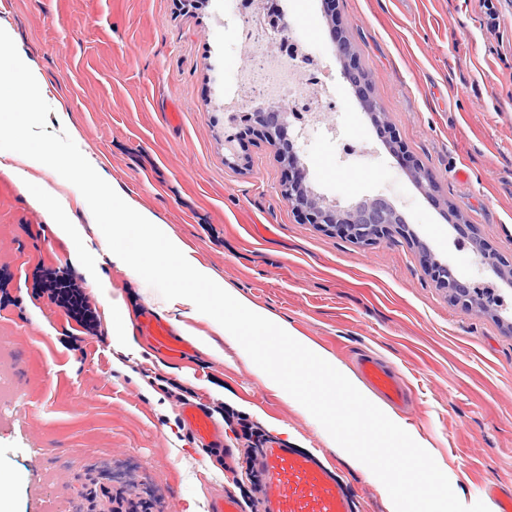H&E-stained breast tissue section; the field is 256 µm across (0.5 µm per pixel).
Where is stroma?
<instances>
[{"mask_svg":"<svg viewBox=\"0 0 512 512\" xmlns=\"http://www.w3.org/2000/svg\"><path fill=\"white\" fill-rule=\"evenodd\" d=\"M264 0H0L26 59L61 101L78 139L128 196L154 213L225 286L318 345L347 370L361 353L395 368L409 405L396 414L428 446L462 503L497 512L512 497V288L507 307L466 313L427 261L458 280L492 279L475 247L512 263V0L500 29L482 0H279L303 58L302 93L282 99L308 133L306 180L343 206L386 198L418 244L360 246L304 223L281 193L276 146L252 132L242 82L280 40L240 41ZM365 73L342 75L340 47ZM242 96L225 109V95ZM385 112L388 140L369 117ZM177 107L179 118L165 114ZM432 175L422 186L411 175ZM0 170V372L17 389L0 407V470L16 512H86L84 488L132 490L146 512H207L231 483L224 455L187 434L182 402L209 407L235 448L272 435L321 451L361 512H391L377 478L349 458L304 408L258 376L218 338L223 358L194 349L174 361L142 325L145 282L91 247L111 297L132 316L126 345L92 285L72 264L74 243L40 218ZM234 484V483H231ZM239 496L254 486L234 484Z\"/></svg>","mask_w":512,"mask_h":512,"instance_id":"obj_1","label":"stroma"}]
</instances>
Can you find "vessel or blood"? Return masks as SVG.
<instances>
[{"instance_id": "obj_1", "label": "vessel or blood", "mask_w": 512, "mask_h": 512, "mask_svg": "<svg viewBox=\"0 0 512 512\" xmlns=\"http://www.w3.org/2000/svg\"><path fill=\"white\" fill-rule=\"evenodd\" d=\"M143 329L169 358L179 360L187 355L188 340L173 335L161 319L147 317ZM358 368L387 400H405L404 389L388 366L364 356L359 359ZM180 416L199 445L223 447V428L199 404L183 403ZM254 467L261 477L255 512H355V504L337 475L310 452L272 441L256 457Z\"/></svg>"}]
</instances>
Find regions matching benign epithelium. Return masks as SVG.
Wrapping results in <instances>:
<instances>
[{
  "label": "benign epithelium",
  "mask_w": 512,
  "mask_h": 512,
  "mask_svg": "<svg viewBox=\"0 0 512 512\" xmlns=\"http://www.w3.org/2000/svg\"><path fill=\"white\" fill-rule=\"evenodd\" d=\"M293 116L295 113L282 108L261 109L254 116L258 133L267 142L282 146L279 159L290 172L282 184V195L288 205L308 223L337 228L363 245H371L385 238L391 239L396 235L405 236L407 221L387 200L380 197L366 198L340 207L327 203L324 196L316 193L305 182L304 168L298 166L300 147L292 139L284 140ZM475 261L481 267L490 269L495 276L506 277L512 283V268L505 271L498 267L494 253L478 247ZM431 270L436 284L448 289L465 312L486 313L495 306L496 298L490 292L459 283L451 265L433 262ZM88 501V512H133L135 508V501L130 493L112 498V506L107 508L98 506L97 496L92 493L88 494Z\"/></svg>",
  "instance_id": "obj_1"
}]
</instances>
